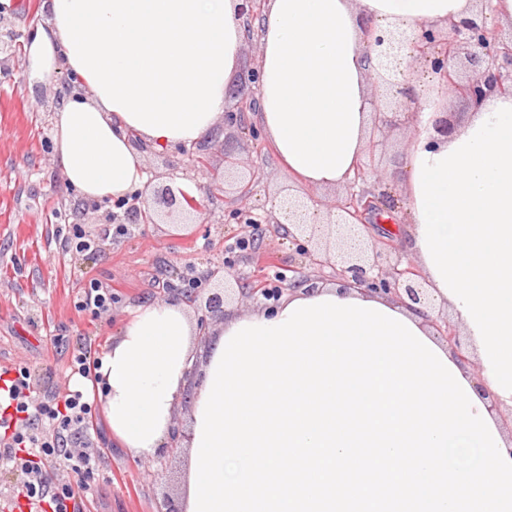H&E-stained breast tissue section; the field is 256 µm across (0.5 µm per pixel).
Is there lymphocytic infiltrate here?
Masks as SVG:
<instances>
[{"label": "lymphocytic infiltrate", "instance_id": "lymphocytic-infiltrate-1", "mask_svg": "<svg viewBox=\"0 0 512 512\" xmlns=\"http://www.w3.org/2000/svg\"><path fill=\"white\" fill-rule=\"evenodd\" d=\"M32 373L17 367L0 371V467L24 471V498L29 512H82L83 501L71 484H52L45 478L48 462L69 464L78 474L90 475L98 466L92 455L74 453L69 446L72 428L89 427L96 407L82 391L73 390L51 400L31 396Z\"/></svg>", "mask_w": 512, "mask_h": 512}]
</instances>
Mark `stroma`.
<instances>
[{
	"label": "stroma",
	"instance_id": "obj_1",
	"mask_svg": "<svg viewBox=\"0 0 512 512\" xmlns=\"http://www.w3.org/2000/svg\"><path fill=\"white\" fill-rule=\"evenodd\" d=\"M23 48H16L8 72L0 75V368L24 365L34 373V397L60 396L75 389L67 362L73 351L87 348L102 353L130 313L151 301L178 302L189 282L220 263L247 281L269 284L294 274L330 282V271L309 266L288 239L267 227L250 250L227 252L226 246L247 235V225L229 217L235 184L258 173L250 204L269 207L290 183L274 159L267 137L251 140L239 129L220 126L218 144L208 152V170L196 173L200 188L211 179H225L223 196L210 200L207 222L185 218L182 227L168 220L135 223L126 209L102 200L98 209L68 188L53 157V130L64 91L59 78L32 83L25 72ZM411 131H392L375 154L387 174L386 187L394 196L395 215H402L401 178ZM147 171L160 173L153 190H161L165 176L181 182L187 157L181 146L143 152ZM237 169L225 172V159ZM118 223L136 224L135 233L109 232V214ZM80 225L99 236L96 252L63 251L60 240L69 225ZM100 280L112 288V307L91 314L78 310L84 286ZM74 451L89 452L98 466L83 496L84 512H159L164 500L181 503L186 474V451L178 449L146 462L132 459L118 448L101 419L79 433Z\"/></svg>",
	"mask_w": 512,
	"mask_h": 512
}]
</instances>
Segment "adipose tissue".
<instances>
[{"label": "adipose tissue", "instance_id": "1", "mask_svg": "<svg viewBox=\"0 0 512 512\" xmlns=\"http://www.w3.org/2000/svg\"><path fill=\"white\" fill-rule=\"evenodd\" d=\"M475 0H267L256 25V121L278 166L321 189L352 176L371 127L370 65L361 19L383 30L444 27ZM46 20L25 44L30 79L67 66L87 95L68 96L54 122V159L66 185L93 200L147 183L140 137L161 151L209 138L242 61L237 0H44ZM405 241L429 301L386 306L425 336L447 307L478 361L483 403L496 430L512 414V97L469 113L453 136L412 140L402 182ZM280 312L225 314L202 358L179 302L139 306L101 357L96 396L113 441L133 458L166 452L175 406H198L224 335ZM200 364L198 379L189 370Z\"/></svg>", "mask_w": 512, "mask_h": 512}]
</instances>
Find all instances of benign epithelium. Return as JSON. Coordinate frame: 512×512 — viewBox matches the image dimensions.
<instances>
[{
    "label": "benign epithelium",
    "mask_w": 512,
    "mask_h": 512,
    "mask_svg": "<svg viewBox=\"0 0 512 512\" xmlns=\"http://www.w3.org/2000/svg\"><path fill=\"white\" fill-rule=\"evenodd\" d=\"M479 6L469 17L454 20L446 28H425L417 34L380 32L370 19L362 20L366 35V57L376 58L384 72H375L370 80L388 88H396L393 96H384L372 104L373 128L368 149L380 145V136L399 126L419 132L415 118L421 111L413 87L411 74L421 67L430 68L438 76L449 95L459 98L475 112L491 97L512 96V33L503 34L492 22V0H477ZM264 0H239L238 16L249 24L259 16ZM465 60L472 75L460 74L457 64ZM259 72L247 69L239 76L236 89L230 95L232 104L224 107V124L245 130L252 138L257 132L249 122V113L256 111ZM376 184L383 182L381 169L358 164L347 181L344 196L330 206L326 222L311 217L312 208L305 198L292 193L281 196L263 213L255 212L248 201L254 192L257 174L238 181L237 206L231 211L238 224H247L252 235L262 232V225L275 224L286 230L288 240L296 244L310 264L332 270L341 286L361 287L382 295L407 296L412 302H421L423 274L417 263H390L376 243L371 231L378 229L382 218H373L376 210L389 199L388 192H374L362 187L366 177ZM156 203L173 210L186 208L198 219H206L204 198L188 195L182 189L166 187ZM128 207L134 218L155 220L156 212L146 205L142 193L134 196L132 206L127 201L116 203ZM432 325L455 347L458 358L462 344L456 330L446 321L435 319Z\"/></svg>",
    "instance_id": "benign-epithelium-1"
}]
</instances>
